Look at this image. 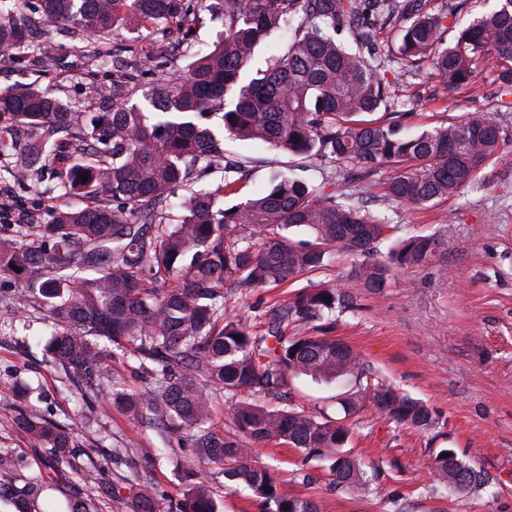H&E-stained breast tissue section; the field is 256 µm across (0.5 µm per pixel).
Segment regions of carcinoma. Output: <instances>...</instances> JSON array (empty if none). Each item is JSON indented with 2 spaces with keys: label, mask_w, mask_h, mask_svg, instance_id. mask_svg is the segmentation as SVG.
<instances>
[{
  "label": "carcinoma",
  "mask_w": 512,
  "mask_h": 512,
  "mask_svg": "<svg viewBox=\"0 0 512 512\" xmlns=\"http://www.w3.org/2000/svg\"><path fill=\"white\" fill-rule=\"evenodd\" d=\"M23 12H0V51L19 62L31 54L30 26L59 23L62 47L83 57L98 53L119 30L173 27L190 33L201 12L222 23L210 49L189 56L174 79L163 58L139 66L158 78L146 87L128 72L108 86L87 84V112H74L39 82L0 95V152L13 161L5 172L23 185L49 172L62 196H82L83 208L51 207L48 219L0 234V278L26 281V296L43 300L58 330L46 344L53 362L94 383L108 377L106 345L128 351L151 375L145 396L112 388V404L224 464V477L242 486L265 512H322L314 498L281 492L273 471L250 460V445L276 439L325 464L330 494L366 496L375 469L352 453V417L371 400L387 421L425 430L435 424L420 400L382 382L347 344L329 336L290 339L288 318L332 313L346 301L316 286L271 313L255 333L242 319L224 316V286L264 288L317 272L340 249L354 264V288L379 291L391 271L431 263L441 250L436 235L399 237L386 255L375 245L390 229L359 202L324 186L281 174L261 195L224 208L226 184L198 185L224 166V136L261 141L294 154L316 156L357 176L386 166L393 175L381 198L413 207L454 197L501 150L502 130L489 116H472L416 135H403L376 111L392 99L364 52L394 19L402 23L397 51L406 61L428 59L438 81L475 87L479 63L495 60V81L512 94V0L460 28L448 42V13L425 9L427 0H13ZM284 49L266 69L246 78L256 47L293 19ZM349 32L354 46L337 39ZM141 93V101L131 102ZM181 215L170 222L171 198ZM299 228L311 239L295 241ZM71 273H65V270ZM354 381L338 398L336 417L280 406L288 377ZM212 384L231 399L234 438L207 426ZM21 429L75 470L86 486L100 482L105 465L70 461L69 428L22 418ZM435 487L473 493L490 476L453 448L436 452ZM134 512H157L143 482ZM181 512H217L204 483L185 495Z\"/></svg>",
  "instance_id": "cac0c4a2"
}]
</instances>
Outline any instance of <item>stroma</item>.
Here are the masks:
<instances>
[{
	"instance_id": "obj_1",
	"label": "stroma",
	"mask_w": 512,
	"mask_h": 512,
	"mask_svg": "<svg viewBox=\"0 0 512 512\" xmlns=\"http://www.w3.org/2000/svg\"><path fill=\"white\" fill-rule=\"evenodd\" d=\"M381 39L387 49L376 73L391 85L393 110L407 133L484 114L502 129L500 153L460 195L419 209L379 206L389 169L353 181L364 208L387 218L395 236L440 238L441 253L431 264L394 269L387 288L367 292L349 287L352 259L336 251L318 272L246 294L226 292L224 313L259 332L272 309L303 288L324 284L349 291L351 301L332 315L289 321L285 333L340 339L388 384L423 401L436 423L426 430L400 427L365 404L354 419L352 448L379 470L375 489L366 497L324 495L328 476L321 462L276 441L253 445L252 458L275 469L283 493L320 499L324 512H512V95L501 92L485 65L479 69V90L443 86L430 62L399 59L395 30H385ZM166 46L156 30L143 29L117 32L92 63L71 55L63 63L33 68L5 53L0 55V90L37 80L82 112L88 72L108 82L130 49L144 54ZM224 150L243 161V170L216 169L206 181L231 183L232 192L224 197L228 205L266 191L280 173L316 186L335 181L326 162L258 141L228 138ZM49 207L17 183L0 179L1 230H14L29 218L44 220ZM24 288L23 281L0 279V457L10 461L0 468L1 488L23 496L30 485H38L61 506L75 480L71 469L51 465L47 449L19 428L20 416L27 415L71 428L76 464H105L103 479L91 492L95 512H132L133 486L142 480L153 486L159 512H180L184 493L200 482L208 486L218 512H261L249 491L226 486L222 464L199 463L194 448L165 440L113 406V386L137 394L150 387L135 357L108 358V382L91 389L51 363L42 346L52 319L38 301L22 300ZM345 389L342 383L293 377L288 401L332 416L334 398ZM442 448L456 449L474 462L494 479V487L478 495L432 492L429 469Z\"/></svg>"
}]
</instances>
